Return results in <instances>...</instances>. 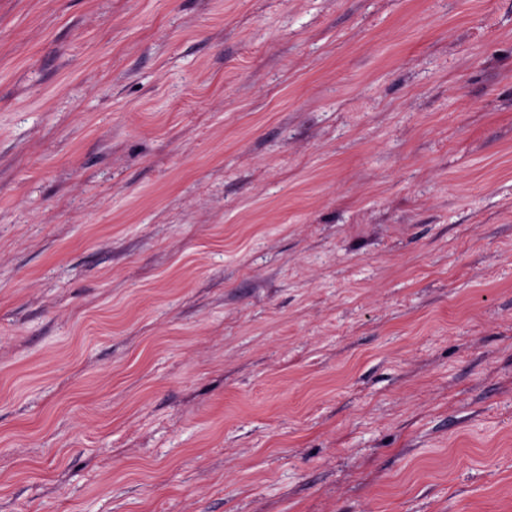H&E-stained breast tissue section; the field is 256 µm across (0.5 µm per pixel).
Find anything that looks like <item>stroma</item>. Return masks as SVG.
I'll use <instances>...</instances> for the list:
<instances>
[{
  "instance_id": "stroma-1",
  "label": "stroma",
  "mask_w": 512,
  "mask_h": 512,
  "mask_svg": "<svg viewBox=\"0 0 512 512\" xmlns=\"http://www.w3.org/2000/svg\"><path fill=\"white\" fill-rule=\"evenodd\" d=\"M0 512H512V0H0Z\"/></svg>"
}]
</instances>
